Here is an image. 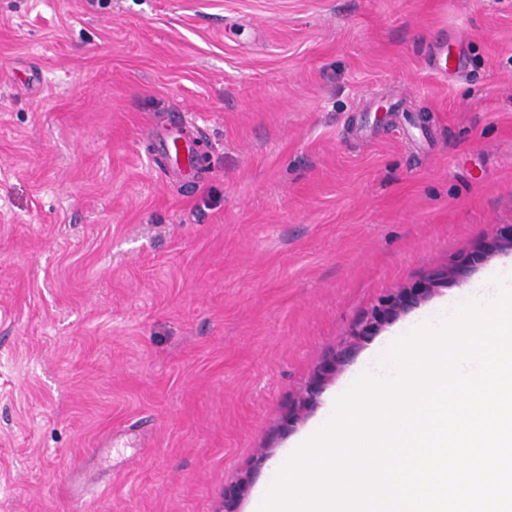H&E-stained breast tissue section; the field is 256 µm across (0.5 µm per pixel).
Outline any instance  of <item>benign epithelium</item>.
I'll return each instance as SVG.
<instances>
[{
  "mask_svg": "<svg viewBox=\"0 0 512 512\" xmlns=\"http://www.w3.org/2000/svg\"><path fill=\"white\" fill-rule=\"evenodd\" d=\"M499 250L512 251V225L500 227L496 237L474 251L469 261L477 263L489 253ZM467 265H450L431 273L426 280L413 287L398 288L382 296L367 312L352 325L350 332L340 344V349L331 356L314 374L312 382L303 388L288 407L286 414L288 425L299 423L316 402L325 383L336 373L341 358L356 350L366 339L381 328L388 319L396 316L412 303L428 298L435 290L436 284L448 278L460 279L465 276ZM251 482V470H246L235 483L224 489V505L219 512H238L236 503L240 500Z\"/></svg>",
  "mask_w": 512,
  "mask_h": 512,
  "instance_id": "benign-epithelium-1",
  "label": "benign epithelium"
}]
</instances>
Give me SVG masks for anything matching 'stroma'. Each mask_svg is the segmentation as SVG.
Returning <instances> with one entry per match:
<instances>
[{
	"label": "stroma",
	"instance_id": "35a3bbf8",
	"mask_svg": "<svg viewBox=\"0 0 512 512\" xmlns=\"http://www.w3.org/2000/svg\"><path fill=\"white\" fill-rule=\"evenodd\" d=\"M442 41L465 75L428 70ZM168 114L208 147L187 186L151 150ZM502 224L512 0H0V512H219L247 469L255 512L337 397L512 252L288 425L352 324Z\"/></svg>",
	"mask_w": 512,
	"mask_h": 512
}]
</instances>
